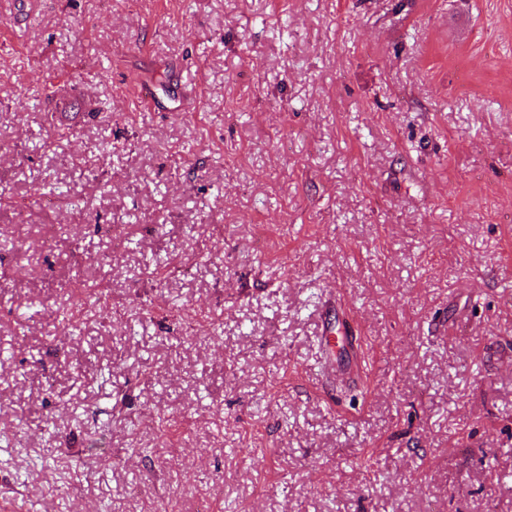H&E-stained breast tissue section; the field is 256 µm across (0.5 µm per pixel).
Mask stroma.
Here are the masks:
<instances>
[{"label":"stroma","instance_id":"35a3bbf8","mask_svg":"<svg viewBox=\"0 0 512 512\" xmlns=\"http://www.w3.org/2000/svg\"><path fill=\"white\" fill-rule=\"evenodd\" d=\"M0 512H512V0H0ZM80 302H70L68 306L62 307L60 316L61 321L65 325H69V313L68 307H91L97 308L100 306L103 298V292L99 290V286L96 283H87L82 291L78 294Z\"/></svg>","mask_w":512,"mask_h":512}]
</instances>
